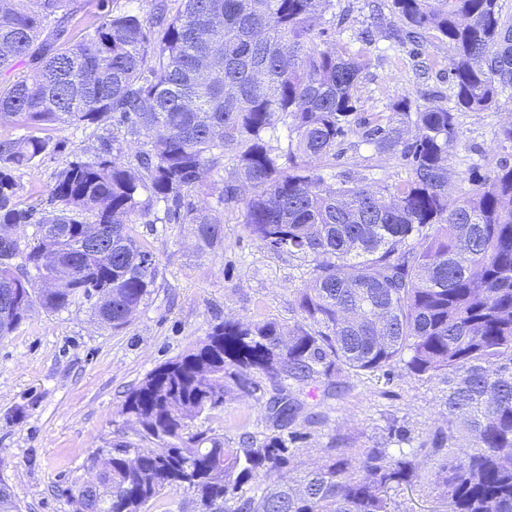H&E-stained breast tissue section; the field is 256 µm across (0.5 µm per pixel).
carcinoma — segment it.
<instances>
[{"mask_svg":"<svg viewBox=\"0 0 512 512\" xmlns=\"http://www.w3.org/2000/svg\"><path fill=\"white\" fill-rule=\"evenodd\" d=\"M71 2L0 0V71L36 67L0 88V125L28 129L0 138V225L36 227L0 251V339L27 318L10 310L19 296L29 312L84 302L123 330L158 276L136 225L159 219L191 225L199 249L216 252L224 210L238 209L269 252L310 268L294 324L221 322L128 392L120 415L139 442L122 436L92 458L101 482L87 488L86 512H152L181 489L195 512H392L390 492L421 477L423 463L446 512H512V122L498 131L493 173L448 191L457 112L496 107L512 89V18L499 0L377 6L396 18L394 42L427 31L448 41L455 97L452 110L404 96L368 132L411 174L380 192L352 175L328 184L312 168L351 130L364 69L316 44L332 0H154L150 16L107 12L73 43ZM111 119L112 133L57 174L47 206L16 202L15 173L49 148L42 132ZM217 177L214 202H196ZM107 229L103 265L86 246ZM58 253L70 274L45 288ZM398 368L446 385L426 442L401 447L408 429L392 421L384 443L349 448L333 435L320 465L292 473L299 421L326 420L321 408L347 377L388 379ZM324 379L322 398H302ZM230 390L263 403L270 433L244 432L226 448L194 429Z\"/></svg>","mask_w":512,"mask_h":512,"instance_id":"cac0c4a2","label":"carcinoma"}]
</instances>
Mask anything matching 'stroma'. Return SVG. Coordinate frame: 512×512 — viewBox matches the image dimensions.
<instances>
[{
    "mask_svg": "<svg viewBox=\"0 0 512 512\" xmlns=\"http://www.w3.org/2000/svg\"><path fill=\"white\" fill-rule=\"evenodd\" d=\"M76 2L69 28L74 41L102 9H133L146 16L152 0ZM370 3L333 0V14L347 15L348 21L329 28L326 42L366 67L355 91L351 132L339 140L335 155L316 161L314 169L329 184L351 174L372 188H393L408 180V168L394 156L376 153L364 133L384 121L392 103L405 95L425 105L428 91L435 90L442 105L453 107L448 83L453 51L431 33L418 55L381 33L366 36ZM511 122L512 106L506 104L459 113L463 146L449 159L453 194L465 190L462 177L468 169L483 175L494 169L499 157L495 134ZM106 133L94 125L49 130L52 150L36 168L17 174L22 201L36 204L46 198L58 172ZM136 231L153 251L159 275L124 330L116 333L98 323L83 303L58 313L35 310L0 339V483L22 512H73L70 492L86 479L91 457L111 447L117 431L127 427L118 411L128 390L158 365L193 348L211 326L227 319L291 324L299 318L296 298L309 279L308 267L270 253L244 230L239 211H225L224 248L206 255L197 252L187 225L140 224ZM348 383L344 395L329 400L326 421L307 425L309 437L294 456L299 469L317 462L330 435L345 436L356 448L371 446L384 441L388 421L396 419L408 427L416 447L439 418V381L402 370L390 382L352 377ZM196 425L228 448L236 447L242 430L265 428L258 405L234 394L225 398L223 411Z\"/></svg>",
    "mask_w": 512,
    "mask_h": 512,
    "instance_id": "1",
    "label": "stroma"
}]
</instances>
